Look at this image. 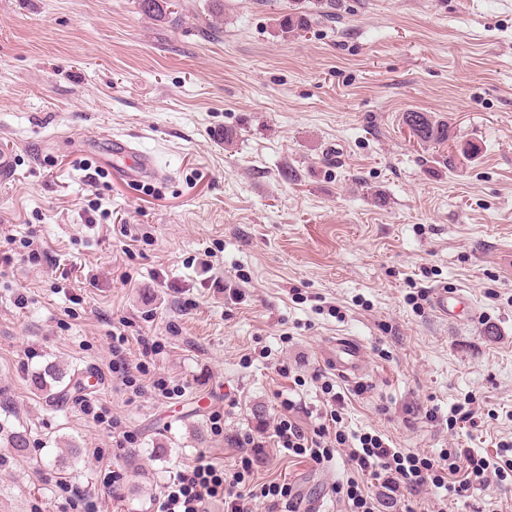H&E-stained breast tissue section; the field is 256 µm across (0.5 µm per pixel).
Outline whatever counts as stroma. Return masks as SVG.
<instances>
[{
	"label": "stroma",
	"instance_id": "35a3bbf8",
	"mask_svg": "<svg viewBox=\"0 0 512 512\" xmlns=\"http://www.w3.org/2000/svg\"><path fill=\"white\" fill-rule=\"evenodd\" d=\"M297 4L314 0H224L216 27L209 0H169L161 21L139 0H0V512H60V480L103 512H149L202 453L229 471L248 455L253 483L290 487L301 512H350L330 492L344 457L295 455L270 427L286 397L310 424L325 383L346 433L422 458L512 442V0H340L283 37L274 19ZM412 111L477 157L449 169L447 146L410 136ZM90 133L135 138L164 179L125 180L85 151ZM436 288L468 312L410 303ZM116 330L133 351L158 342L151 373L180 393L125 389L107 368ZM339 336L361 342L362 380L323 361ZM51 362L98 375L92 400L135 443L117 447L81 393L40 394L30 378ZM466 397L480 428L455 421ZM106 461L126 485L103 486ZM444 494L382 512H512V477Z\"/></svg>",
	"mask_w": 512,
	"mask_h": 512
}]
</instances>
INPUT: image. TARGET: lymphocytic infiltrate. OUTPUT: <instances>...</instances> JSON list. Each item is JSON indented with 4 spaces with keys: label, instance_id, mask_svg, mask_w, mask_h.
<instances>
[{
    "label": "lymphocytic infiltrate",
    "instance_id": "obj_1",
    "mask_svg": "<svg viewBox=\"0 0 512 512\" xmlns=\"http://www.w3.org/2000/svg\"><path fill=\"white\" fill-rule=\"evenodd\" d=\"M124 334L112 336L108 369L122 373L125 387L141 394L140 379L148 375L159 346L143 343L136 361L126 357ZM297 406L292 399L280 402V413L273 420V435L280 447L320 463L331 460L336 446H349L344 431H337L335 442H328L324 425L304 427L296 418ZM351 465L375 475H385L391 496L403 497L419 493L426 484L443 487L456 498H469L475 490L486 487L489 477L506 480L512 475V445L501 444L495 456H478L472 449L457 448L448 467L438 468L428 459L393 448L377 435L363 436L357 447H349ZM252 462L241 457L234 472H226L206 455L184 466L151 504V512H208L211 505L222 504L224 512H254L252 503L263 499L267 512H299L288 487L273 484L252 486Z\"/></svg>",
    "mask_w": 512,
    "mask_h": 512
}]
</instances>
